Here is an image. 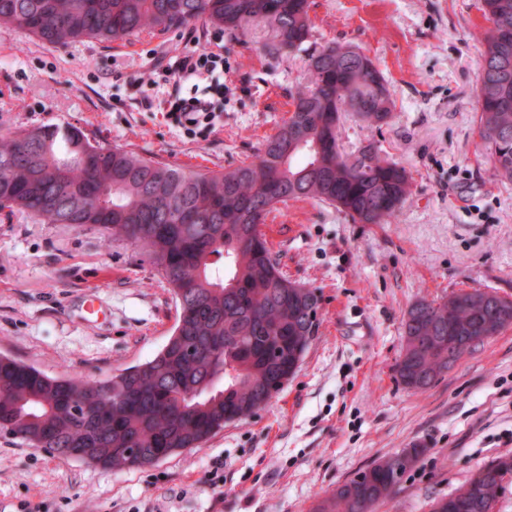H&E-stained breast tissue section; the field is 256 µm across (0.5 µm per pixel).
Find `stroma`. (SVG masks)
<instances>
[{
	"label": "stroma",
	"mask_w": 512,
	"mask_h": 512,
	"mask_svg": "<svg viewBox=\"0 0 512 512\" xmlns=\"http://www.w3.org/2000/svg\"><path fill=\"white\" fill-rule=\"evenodd\" d=\"M317 46H358L384 73L395 117L380 131L345 118V154L372 138L409 172L391 224H356L311 200L278 204L262 230L283 271L315 288L320 326L295 375L248 420L153 466L112 471L0 436V512H315L344 482L405 448L425 453L374 512H429L493 458L512 456V328L427 390L399 381L404 314L460 289L512 297V182L477 135L478 62L489 27L479 0H315ZM224 52L220 119L189 135L166 119L156 58L203 44ZM258 29L142 32L125 44L64 47L0 25V128L77 126L200 172L252 159L286 117L305 54L274 59ZM111 309L84 321L87 293ZM157 269L89 227L0 215V353L52 376L102 379L152 358L176 322ZM224 462V482L205 476Z\"/></svg>",
	"instance_id": "stroma-1"
}]
</instances>
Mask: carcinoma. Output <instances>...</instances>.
<instances>
[{"label": "carcinoma", "mask_w": 512, "mask_h": 512, "mask_svg": "<svg viewBox=\"0 0 512 512\" xmlns=\"http://www.w3.org/2000/svg\"><path fill=\"white\" fill-rule=\"evenodd\" d=\"M492 23L480 66L477 132L497 175L512 182V0H481ZM311 0H0V23L41 42L127 41L198 23L244 36L261 27L269 51L312 37ZM307 81L256 159L200 173L139 156L75 127L0 133V212L50 224L93 225L140 249L178 308L151 359L105 379L53 378L0 355V434L46 454L112 470L151 465L201 446L245 420L293 376L319 326L316 289L286 277L261 231L290 199L333 205L356 224H388L411 194L406 169L378 142L342 155V114L377 130L396 104L365 54L328 44L308 55ZM512 326V298L488 289L421 300L404 320L401 384L421 390ZM405 448L336 488L319 512H371L423 454ZM512 478V456L492 459L433 512H487Z\"/></svg>", "instance_id": "carcinoma-1"}]
</instances>
